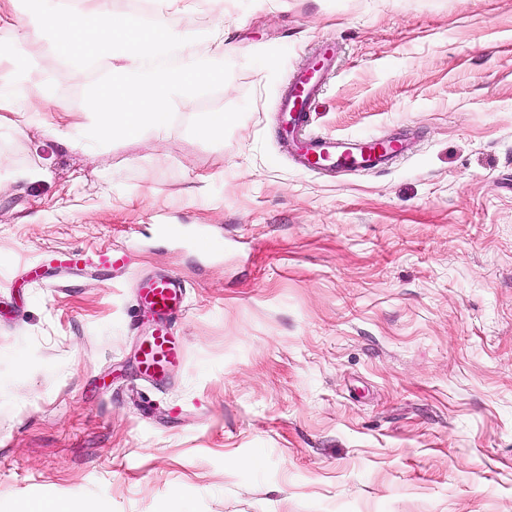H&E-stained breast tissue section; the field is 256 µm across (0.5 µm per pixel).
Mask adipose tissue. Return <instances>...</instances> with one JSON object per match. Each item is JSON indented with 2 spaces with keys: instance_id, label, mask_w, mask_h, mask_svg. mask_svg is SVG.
<instances>
[{
  "instance_id": "ef3b65f1",
  "label": "adipose tissue",
  "mask_w": 512,
  "mask_h": 512,
  "mask_svg": "<svg viewBox=\"0 0 512 512\" xmlns=\"http://www.w3.org/2000/svg\"><path fill=\"white\" fill-rule=\"evenodd\" d=\"M9 25L19 48L15 62L41 54L93 62L107 58L112 75L89 95L84 114L94 137L134 139L144 131H165L172 119L174 98L223 82L224 56L185 54L179 66L148 67L145 57L166 51L175 39L163 15L146 23L131 21L113 11L112 0H34L24 17ZM61 100L44 90L27 95L0 87V126H14L16 115L65 111Z\"/></svg>"
}]
</instances>
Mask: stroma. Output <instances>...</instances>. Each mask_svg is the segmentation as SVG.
Instances as JSON below:
<instances>
[{
	"label": "stroma",
	"instance_id": "35a3bbf8",
	"mask_svg": "<svg viewBox=\"0 0 512 512\" xmlns=\"http://www.w3.org/2000/svg\"><path fill=\"white\" fill-rule=\"evenodd\" d=\"M112 8L237 50L167 131L106 147L72 125L108 61L28 64L69 110L0 130V512H512V0ZM328 39L311 125L403 140L385 171L300 169L279 136ZM111 244L125 273L27 276ZM166 271L184 359L150 381L132 283ZM232 117L224 112H209L197 128V134L205 139L224 135V126L231 123Z\"/></svg>",
	"mask_w": 512,
	"mask_h": 512
}]
</instances>
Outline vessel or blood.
Masks as SVG:
<instances>
[{
    "label": "vessel or blood",
    "mask_w": 512,
    "mask_h": 512,
    "mask_svg": "<svg viewBox=\"0 0 512 512\" xmlns=\"http://www.w3.org/2000/svg\"><path fill=\"white\" fill-rule=\"evenodd\" d=\"M335 57L332 46H323L313 64L294 71L279 103L280 134L287 140L295 162L303 168L331 172H374L402 156L405 148L396 140L374 136L332 138L309 132L310 114L325 84ZM136 293L152 312L155 326L142 346L141 363L149 378L162 379L169 366L182 361L170 329V320L183 310L184 286L173 274L137 280Z\"/></svg>",
    "instance_id": "obj_1"
}]
</instances>
